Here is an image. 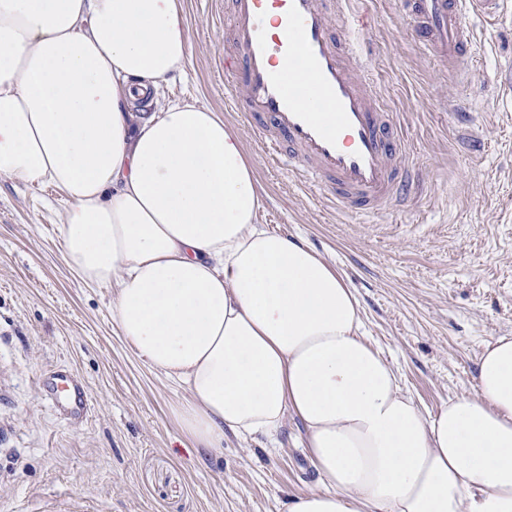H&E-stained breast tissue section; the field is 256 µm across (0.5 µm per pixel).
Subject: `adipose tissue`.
<instances>
[{
  "label": "adipose tissue",
  "mask_w": 512,
  "mask_h": 512,
  "mask_svg": "<svg viewBox=\"0 0 512 512\" xmlns=\"http://www.w3.org/2000/svg\"><path fill=\"white\" fill-rule=\"evenodd\" d=\"M190 51L180 0H0V175L60 190L67 266L185 386L171 414L193 447L301 422L321 486L286 512H512V336L486 344L473 393L423 414L335 268L257 224L223 116L138 111Z\"/></svg>",
  "instance_id": "1"
}]
</instances>
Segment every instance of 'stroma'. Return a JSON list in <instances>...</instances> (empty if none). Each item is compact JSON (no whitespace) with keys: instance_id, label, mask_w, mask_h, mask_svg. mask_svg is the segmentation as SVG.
Wrapping results in <instances>:
<instances>
[{"instance_id":"stroma-1","label":"stroma","mask_w":512,"mask_h":512,"mask_svg":"<svg viewBox=\"0 0 512 512\" xmlns=\"http://www.w3.org/2000/svg\"><path fill=\"white\" fill-rule=\"evenodd\" d=\"M182 2L191 55L165 97L223 113L262 187L259 223L335 266L423 412L472 392L486 344L512 335V111L500 88L512 6L494 22L475 19L481 52L464 83L418 48L396 0H355L374 19L366 68L419 186L397 210L339 215L263 158L242 113L226 111L224 0ZM461 112L473 115L479 152L457 134ZM63 209L53 186L0 176V512H286L288 495L318 488L294 419L272 448L231 436L220 451L192 447L170 411L184 389L130 350L111 289L65 265ZM58 371L84 387L82 417L55 409Z\"/></svg>"}]
</instances>
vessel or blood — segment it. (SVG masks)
Segmentation results:
<instances>
[{
    "label": "vessel or blood",
    "mask_w": 512,
    "mask_h": 512,
    "mask_svg": "<svg viewBox=\"0 0 512 512\" xmlns=\"http://www.w3.org/2000/svg\"><path fill=\"white\" fill-rule=\"evenodd\" d=\"M353 0H230L224 55L229 106L249 119L258 150L288 166L305 185L323 190L342 211L389 209L413 185L406 145L393 114L358 73L367 52L368 15ZM415 40L435 60L464 70L478 47L472 22L493 21L504 0H398ZM282 27L269 29L270 10ZM58 408L79 417L85 392L63 379Z\"/></svg>",
    "instance_id": "1"
}]
</instances>
